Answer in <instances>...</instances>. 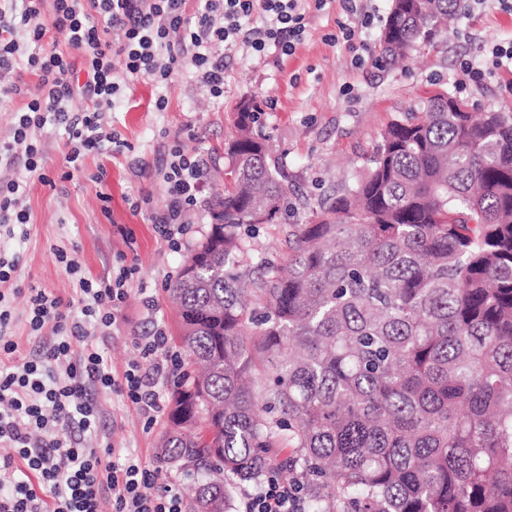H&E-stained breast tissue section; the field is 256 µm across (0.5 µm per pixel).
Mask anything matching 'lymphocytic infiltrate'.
<instances>
[{
  "instance_id": "obj_1",
  "label": "lymphocytic infiltrate",
  "mask_w": 512,
  "mask_h": 512,
  "mask_svg": "<svg viewBox=\"0 0 512 512\" xmlns=\"http://www.w3.org/2000/svg\"><path fill=\"white\" fill-rule=\"evenodd\" d=\"M302 2L198 0L189 17L185 0H54L48 26L41 20L40 0H0V102L23 92L11 79L16 69L33 71L39 83L26 111L16 113L11 139L0 143V166L12 172L0 181V232L10 236L27 226L20 201L30 174H38L42 184L50 182L37 145L46 125H64L65 160L73 164L115 144L104 115L126 84L142 78L165 82L186 72L221 96L224 47L241 42L257 54L291 55L305 32ZM50 28L78 51L82 69L54 50L28 52V43L40 42ZM204 175L199 157L172 148L164 174L167 205L152 217L171 247L180 245ZM131 275L122 267L108 281L80 280L74 303L34 285L15 286V293L28 295L31 332L52 339L35 358L22 355L0 292V486L10 487L0 494V512H100L106 499L113 512H184L180 494L158 485L155 473L132 453L82 444L99 424L89 388H120L152 420L163 411L141 365L115 378L87 332L91 324L110 326V312L125 300ZM60 366L67 375L63 381L55 376ZM59 429L67 430V439L45 440V433ZM21 464L27 473L19 480L15 473ZM242 506L243 512H303L304 495L273 476L246 494Z\"/></svg>"
}]
</instances>
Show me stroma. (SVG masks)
<instances>
[{"mask_svg":"<svg viewBox=\"0 0 512 512\" xmlns=\"http://www.w3.org/2000/svg\"><path fill=\"white\" fill-rule=\"evenodd\" d=\"M357 3L377 16L364 34L367 53H357L356 42L338 37V25L348 16L347 0H331L322 10L308 0L307 32L292 55H256L242 45L225 50L223 97H213L185 73L165 83L134 82L111 114L124 147L86 155L69 179L61 177L64 127L41 132L46 165L58 181L50 188L30 180L23 200L30 215L28 234L0 239V251L18 256L19 284H34L65 300L74 297L79 277L106 280L117 266H134L114 327L96 334L115 376L142 362V341L154 329L167 337V352L176 350L172 338L178 312L166 286L211 229V202L224 185L229 163L224 144L235 133L242 103H255L260 110L263 131L272 136L275 156L294 186L290 201L299 221L323 195L343 192L364 176L380 132L422 98L445 91L475 112H512V70L478 78L463 67L464 61L480 58L488 42L512 40V12L501 10L496 0L456 17L435 44L418 47L395 65L380 60L388 0ZM177 142L203 158L206 175L175 250L159 236L150 214L166 204L161 174L168 149ZM103 192L109 202L100 200ZM58 248L77 261L80 276L70 275L56 260ZM94 399L101 426L96 436L86 438V446L130 448L143 465L154 467L160 436L171 426L169 416L148 422L116 390L96 393Z\"/></svg>","mask_w":512,"mask_h":512,"instance_id":"stroma-1","label":"stroma"}]
</instances>
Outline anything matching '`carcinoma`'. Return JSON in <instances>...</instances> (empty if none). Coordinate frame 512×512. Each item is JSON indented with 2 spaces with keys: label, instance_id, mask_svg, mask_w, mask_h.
I'll list each match as a JSON object with an SVG mask.
<instances>
[{
  "label": "carcinoma",
  "instance_id": "obj_1",
  "mask_svg": "<svg viewBox=\"0 0 512 512\" xmlns=\"http://www.w3.org/2000/svg\"><path fill=\"white\" fill-rule=\"evenodd\" d=\"M458 2L390 0L382 57L433 44ZM258 121L240 108L222 223L168 288L183 360L157 459L190 512L272 475L306 512H512V112L427 97L252 266L238 229L291 194Z\"/></svg>",
  "mask_w": 512,
  "mask_h": 512
}]
</instances>
